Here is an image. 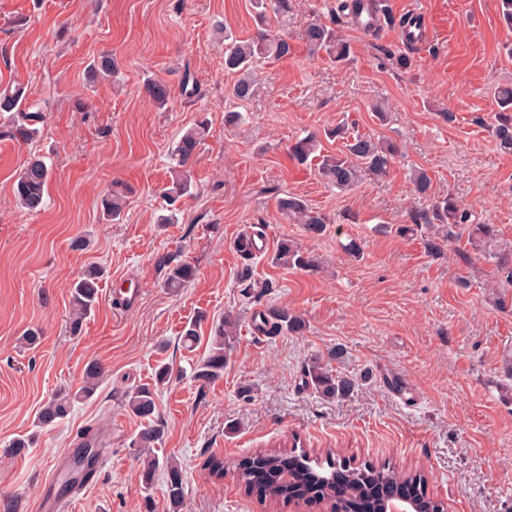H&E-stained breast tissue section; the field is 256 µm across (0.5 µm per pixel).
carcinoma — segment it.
<instances>
[{
    "instance_id": "cac0c4a2",
    "label": "carcinoma",
    "mask_w": 512,
    "mask_h": 512,
    "mask_svg": "<svg viewBox=\"0 0 512 512\" xmlns=\"http://www.w3.org/2000/svg\"><path fill=\"white\" fill-rule=\"evenodd\" d=\"M254 14L264 21L268 12L287 14L293 9V0H252ZM340 11L348 12L357 18L363 12H378L385 16L390 24L406 26L407 17L394 18L385 9L384 0H343ZM301 39L313 56L322 53L336 64L349 60L351 45L337 31L326 23L313 19L301 33ZM288 36L271 30L261 31L250 38H237L232 32H224V70L239 74L233 85L232 95L238 100H246L252 93L250 73L260 60H279L291 53ZM117 69V61L112 57H102L91 63L87 69L88 81L93 82L99 75L110 76ZM149 97L159 106H165L171 99L169 88L158 82L147 84ZM498 111L494 114L492 132L501 149L512 151V88L501 87L494 92ZM0 138L6 137L17 142L28 143L37 138L40 125L44 124L45 114L39 108L27 105L24 87L21 85L0 87ZM209 134L207 123L201 121L186 129L172 149L174 161L173 178L164 195L169 204H175L181 197L190 193L193 187V164L199 146ZM330 139L345 141V150L339 154H325L322 151L320 137L310 134L296 140L288 148L290 158L297 164L308 166L316 164L318 175L329 186L348 191L367 178H381L387 175L391 163L397 154V146L391 141L376 140L370 136H351L345 127L338 126L325 132ZM52 178V169L44 159H29L19 172L14 195L18 205L30 212L42 209L45 192ZM131 204L127 193L113 188L101 201L104 217L118 223L124 219ZM277 208L287 217L289 223L303 226L312 236L321 235L328 217L313 208L305 199L297 195H285L278 198ZM433 230L432 235L424 236L425 247L431 254H440L445 244L467 235L474 249L482 253L495 267L496 274L505 291L492 297V304L500 310L512 309V295L506 289L512 288V247L501 248L492 224H476L472 214L461 208L450 195L436 196L431 200L428 213L415 217L411 224H401L396 232L414 236L422 228ZM272 260L286 268L310 271L316 268V258L311 252L293 239L283 238L276 245ZM167 268L164 287L176 291L197 274L195 266L187 262L172 263L161 260ZM102 270L89 267L71 287V314L69 329L78 336L83 331L85 320L98 303L99 283ZM305 329L303 319L286 308L271 307L263 316L262 331L271 336L301 334ZM237 336L236 321L230 316L215 324L210 338L208 356L199 364L195 378L208 381L220 376L224 363L234 349ZM104 375L102 366L91 361L87 364L83 385L74 393L60 391L40 410L38 423L53 426L64 420L77 400H87L96 392ZM173 376L170 365L162 363L154 372L153 384L137 386L125 395L129 411L145 421V426L135 436L133 446L144 450L153 447L160 435L155 424L156 390L169 383ZM308 384L316 393L332 399L341 400L351 394L357 385V379L333 373L321 361L314 360L308 368ZM141 477L145 486L153 484L157 461L152 456L141 458ZM239 484L245 492L252 493L251 474L256 469L266 473V484L260 501L270 503H288L292 500H325L339 498L343 512H355L357 503L369 499L379 484L413 483L421 488L418 501L423 512H443L441 502L426 493V478L420 472L402 474L384 465L375 466L364 463L351 466L333 453L315 454L304 448L287 453H259L248 460L234 465ZM342 470L344 483L336 486V470ZM288 479H283V475ZM166 497L172 512H180L183 503V479L178 465L169 462L166 466Z\"/></svg>"
}]
</instances>
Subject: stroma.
<instances>
[{
  "mask_svg": "<svg viewBox=\"0 0 512 512\" xmlns=\"http://www.w3.org/2000/svg\"><path fill=\"white\" fill-rule=\"evenodd\" d=\"M339 2L298 0L287 15L270 16L271 27L290 34L292 53L258 63L252 94L240 101L230 93L236 75L224 70V30L255 32L251 0H0V83L26 86L47 115L31 144L0 140V512H34L86 428L107 462L67 494L70 512H169L164 472L143 486L133 445L143 422L123 405L125 390L152 382L161 362L174 379L157 397L162 436L150 454L180 465L181 512H332L318 500L266 507L234 472L218 479L203 467L212 454L237 462L289 451L296 440L355 466L389 461L424 472L445 512H512V311L489 302L494 267L466 240L436 258L421 238L393 231L428 208L410 182L422 169L431 195L452 194L512 244V154L486 124L492 89L512 85V30L499 18L500 0H388L395 16L416 9L433 28L422 46L407 47L396 29L373 35L334 17ZM333 17L352 46L344 65L309 56L299 37L311 19ZM390 50L406 51L414 68H393ZM105 53L119 60L117 80L88 83L87 66ZM149 80L170 88L166 107L149 101ZM379 102L390 109L384 124L373 112ZM228 110L242 122L225 126ZM201 120L210 135L193 165L195 186L177 202L179 223H158L171 146ZM341 121L399 143L387 178L340 191L289 160L291 141ZM32 154L53 168L38 212L13 199ZM116 181L133 194L123 223L110 224L100 198ZM286 193L331 218L321 236L278 212ZM347 210L357 223L340 222ZM256 225L267 246L247 261L234 241ZM285 236L314 254L318 271L272 263ZM77 237L85 249L71 248ZM352 239L360 256L344 249ZM163 256L194 264L196 278L166 290ZM91 265L105 270L99 303L74 336L70 287ZM116 288L137 290L134 307L113 301ZM273 306L299 315L305 331L258 333L260 312ZM227 314L238 320L235 348L219 378L197 380L211 326ZM194 320L200 339L187 349L180 335ZM31 328L43 332L34 347L22 340ZM316 359L358 387L339 401L320 397L307 384ZM92 360L105 369L95 395L59 425L39 426L43 405L78 390ZM390 373L417 390L415 401L391 393ZM21 437L32 446L12 456Z\"/></svg>",
  "mask_w": 512,
  "mask_h": 512,
  "instance_id": "35a3bbf8",
  "label": "stroma"
}]
</instances>
